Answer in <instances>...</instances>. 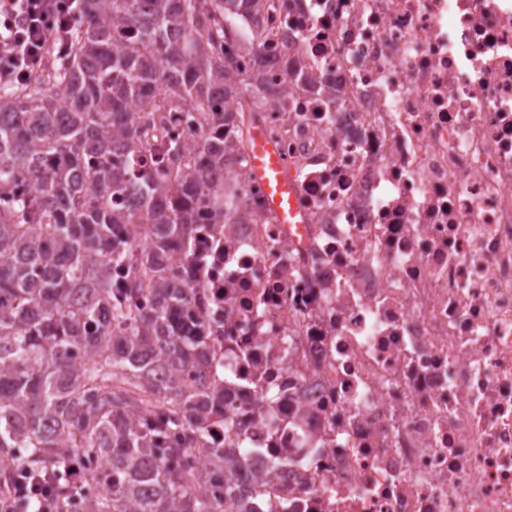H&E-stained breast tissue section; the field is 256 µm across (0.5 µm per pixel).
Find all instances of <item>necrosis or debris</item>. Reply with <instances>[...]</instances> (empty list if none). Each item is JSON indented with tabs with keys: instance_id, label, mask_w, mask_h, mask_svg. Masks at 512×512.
Segmentation results:
<instances>
[{
	"instance_id": "necrosis-or-debris-1",
	"label": "necrosis or debris",
	"mask_w": 512,
	"mask_h": 512,
	"mask_svg": "<svg viewBox=\"0 0 512 512\" xmlns=\"http://www.w3.org/2000/svg\"><path fill=\"white\" fill-rule=\"evenodd\" d=\"M226 53L309 216L211 223L171 261L229 376L254 512H512V0H280ZM305 74L306 83L284 87ZM235 139L171 115L153 142ZM250 160L204 170L263 211ZM271 484L255 475L271 460Z\"/></svg>"
}]
</instances>
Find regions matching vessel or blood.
<instances>
[{"instance_id":"1","label":"vessel or blood","mask_w":512,"mask_h":512,"mask_svg":"<svg viewBox=\"0 0 512 512\" xmlns=\"http://www.w3.org/2000/svg\"><path fill=\"white\" fill-rule=\"evenodd\" d=\"M250 178L266 190V207L282 224H305L309 217L297 204V184L285 171L274 143L262 126L251 132Z\"/></svg>"}]
</instances>
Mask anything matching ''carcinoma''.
<instances>
[{
  "mask_svg": "<svg viewBox=\"0 0 512 512\" xmlns=\"http://www.w3.org/2000/svg\"><path fill=\"white\" fill-rule=\"evenodd\" d=\"M236 2L81 0L65 60L0 86V495L19 450L32 475L106 458L107 469L84 473L100 488L84 512L239 507L231 484L222 498L204 490L246 459L237 439L209 445L224 381L204 387L188 376L208 341L203 323L187 321L186 289L167 265L194 223V166L224 163V138L206 140L197 158L172 143L154 169L134 161L171 112H195L202 127L238 121L236 146L249 148L268 88L231 72ZM143 102L138 129L132 114ZM202 197L216 219L242 218L232 189ZM122 232L142 240L138 252ZM114 266L126 271L117 291ZM149 286L157 306H134ZM193 448L206 451L202 472L181 464ZM71 499L55 494L46 512H73Z\"/></svg>",
  "mask_w": 512,
  "mask_h": 512,
  "instance_id": "carcinoma-1",
  "label": "carcinoma"
}]
</instances>
